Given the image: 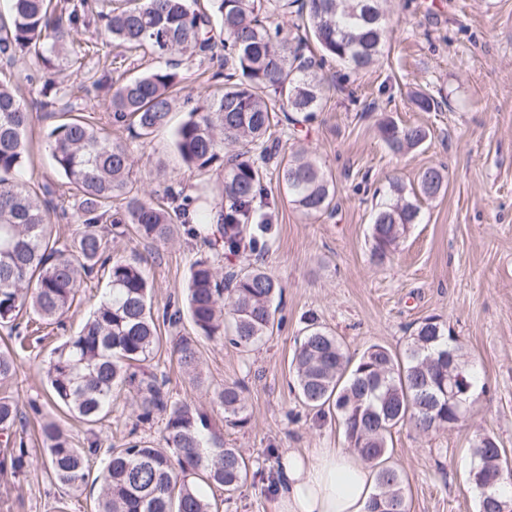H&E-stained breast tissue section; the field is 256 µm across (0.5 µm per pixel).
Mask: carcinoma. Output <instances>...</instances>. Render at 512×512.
<instances>
[{
    "instance_id": "carcinoma-1",
    "label": "carcinoma",
    "mask_w": 512,
    "mask_h": 512,
    "mask_svg": "<svg viewBox=\"0 0 512 512\" xmlns=\"http://www.w3.org/2000/svg\"><path fill=\"white\" fill-rule=\"evenodd\" d=\"M11 2V17L0 19V61L35 60L39 69L28 79L42 84V99L31 104L0 82V326L18 327L24 310L47 325L60 323L79 300L85 279L103 271L108 294L46 364L49 401L94 427L123 393L135 406L138 422L149 424L156 416L164 421V445L131 435L121 446L109 447L97 512H216L201 486L219 487L232 497L247 481L248 460L241 449L224 447L223 434L207 411L170 395L154 360L166 351L191 385H202L200 340L223 338L227 317L236 347L248 350L262 342L273 333V303L282 298L283 287L256 262L220 278L210 260L198 259L190 268L186 309L167 307L158 318L141 269L143 257L112 258V238L130 224L142 239L165 244L174 236L175 217L191 238L215 237L231 254H258L259 236L270 230L273 210L258 212L254 203L268 198L266 166L272 160L298 211L307 217L332 213V176L303 149L280 154V139L272 129L280 126L295 136L299 126L315 118L333 90L318 75L326 60L353 70L379 60L393 35L386 0H211L210 13L194 8L197 0ZM290 8L301 18L305 35L292 36L275 21ZM93 24L123 62L126 53L138 50L220 61L215 75L224 78V94L204 98L174 134L188 168L224 170L213 200L167 186L169 212L132 192L130 148L78 115L81 101L106 89L111 92L106 124H123L135 137H148L168 123L170 91L181 82L179 61L128 76L118 72L113 60V67L102 68L90 84L78 87L49 77L62 57L81 62L76 35ZM58 114L69 118L52 129L49 150L68 189L76 190L60 217L78 225L65 242L51 229L56 187L46 183L38 195L15 180L26 161L27 133ZM379 134L393 153L404 154L424 144L429 130L387 120ZM447 181L445 167L429 166L419 174L414 197L434 198ZM390 192L371 228V259L379 265L420 214L402 186L393 183ZM114 198L122 200L116 211ZM185 315L194 335L159 336V323L175 328ZM305 332L292 357L298 397L321 414L336 416L348 447L379 468L367 512H408L402 470L389 464V439L393 429L406 424L428 434L458 423L460 401L448 400V367L461 369L466 398L474 386L458 338L437 318L427 317L403 352L374 344L355 359L315 317H308ZM18 368L14 351L1 346L0 380L12 378ZM243 391L239 383L213 390L211 403L223 411L225 424L246 422ZM19 415L16 399L0 397L1 432L11 433ZM41 435L45 471L58 484L81 490L89 459L101 450L98 436L77 448L53 420L42 422ZM6 445L11 450L0 459V473L24 474L30 466L24 437L8 438ZM504 456L496 438L483 435L472 450L473 468L495 469L506 463ZM470 480L479 512H501V504L512 502L502 494L511 477L504 476L492 492L481 489L478 473L470 472Z\"/></svg>"
}]
</instances>
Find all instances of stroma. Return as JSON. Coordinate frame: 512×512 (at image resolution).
<instances>
[{
  "instance_id": "35a3bbf8",
  "label": "stroma",
  "mask_w": 512,
  "mask_h": 512,
  "mask_svg": "<svg viewBox=\"0 0 512 512\" xmlns=\"http://www.w3.org/2000/svg\"><path fill=\"white\" fill-rule=\"evenodd\" d=\"M387 10L395 33L383 57L351 76L326 63L322 73L337 90L300 138L336 179V211L305 217L289 203L275 173L266 177L276 210L264 266L284 288L272 336L250 351L224 340H201L204 385L197 389L176 363L159 360L173 397L204 408L213 389L245 385L244 426L225 425L221 412L212 414L225 446L243 449L251 464L247 483L233 497L214 490L219 512H270L283 452L346 445L336 421L321 419L291 388L293 352L310 315L354 356L373 344L402 351L419 322L438 317L479 375L470 410L455 427L426 435L408 425L393 430L391 461L403 470L410 512H477L469 472L479 436L496 437L512 465V0H389ZM180 70L184 80L174 91L178 103L169 127L140 139L123 127L110 130L113 140L129 146L134 188L147 197L168 185L210 195L223 178L215 169L188 170L172 145L173 127L186 120L198 99L222 87L213 77L215 65L188 59ZM416 92L442 100V110L419 111L411 102ZM385 119L423 125L430 136L408 154L393 155L378 131ZM53 125L41 121L27 136L23 177L31 184L64 181L46 144ZM431 165L446 167V191L421 201L418 223L390 260L375 266L374 190L388 192L395 180L415 187L419 172ZM136 254L145 258L151 303L159 310L183 300L195 260H211L220 273L253 260L181 232L158 247L131 229L113 239V258ZM106 293V278L88 281L63 327L41 328L42 342L18 349L17 375L0 381V396L15 397L22 407L15 430L32 457L26 474L0 475V512L95 510L98 485L74 492L46 475L30 406L46 403L44 367L61 336L76 335ZM57 420L79 448L92 431L103 446L120 444L136 422L123 396L95 430L65 414Z\"/></svg>"
}]
</instances>
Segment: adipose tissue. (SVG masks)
I'll use <instances>...</instances> for the list:
<instances>
[{
	"label": "adipose tissue",
	"mask_w": 512,
	"mask_h": 512,
	"mask_svg": "<svg viewBox=\"0 0 512 512\" xmlns=\"http://www.w3.org/2000/svg\"><path fill=\"white\" fill-rule=\"evenodd\" d=\"M271 512H366L377 470L343 448L288 451Z\"/></svg>",
	"instance_id": "adipose-tissue-1"
}]
</instances>
